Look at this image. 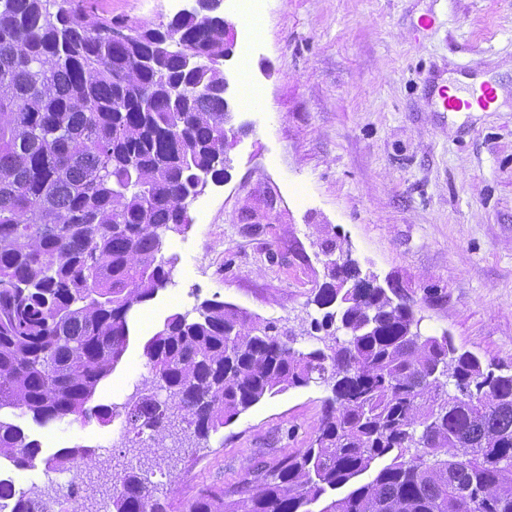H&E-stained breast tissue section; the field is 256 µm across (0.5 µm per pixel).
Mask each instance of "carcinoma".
<instances>
[{
    "label": "carcinoma",
    "instance_id": "cac0c4a2",
    "mask_svg": "<svg viewBox=\"0 0 512 512\" xmlns=\"http://www.w3.org/2000/svg\"><path fill=\"white\" fill-rule=\"evenodd\" d=\"M111 18L77 0H0V409L42 427L106 422L89 406L128 344L130 311L171 268L167 231L187 199L224 179V24L180 15L114 43ZM197 50L187 65L171 42ZM316 303L321 345L236 306L174 314L144 346L149 378L123 405L125 429L163 448L175 427L207 438L267 396L331 386L314 436L269 448L228 488L181 512H512V373L494 374L447 334L425 336L410 299L333 259ZM454 392L445 390V382ZM41 445L0 419V459L33 466ZM391 463L333 495L385 456ZM47 469L97 468L73 446ZM12 512L49 504L0 483ZM112 512H170L133 467L112 474Z\"/></svg>",
    "mask_w": 512,
    "mask_h": 512
}]
</instances>
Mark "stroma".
I'll return each instance as SVG.
<instances>
[{
    "mask_svg": "<svg viewBox=\"0 0 512 512\" xmlns=\"http://www.w3.org/2000/svg\"><path fill=\"white\" fill-rule=\"evenodd\" d=\"M94 5L144 24L175 14L168 0ZM221 11L239 40L224 62L236 134L227 174L191 201L186 230L166 234L171 278L130 312L128 348L94 403L121 406L149 375L145 339L207 299L315 346L327 242L413 299L422 334H448L512 372V0H265L254 17L223 0ZM428 16L434 26L421 27ZM457 74L489 77L499 106L439 111L434 86ZM331 395L313 382L268 396L167 449L147 473L155 496L176 505L235 484L269 444L306 447ZM17 423L46 456L77 444L119 468L141 456L118 412L108 423Z\"/></svg>",
    "mask_w": 512,
    "mask_h": 512,
    "instance_id": "obj_1",
    "label": "stroma"
}]
</instances>
